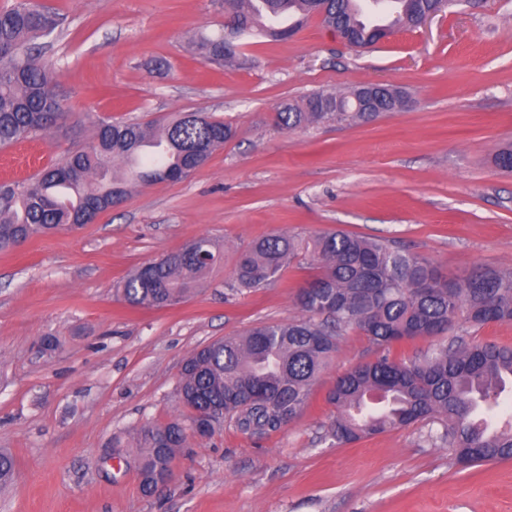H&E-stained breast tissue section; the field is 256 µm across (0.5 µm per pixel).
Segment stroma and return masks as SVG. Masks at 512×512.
Returning <instances> with one entry per match:
<instances>
[{
  "instance_id": "35a3bbf8",
  "label": "stroma",
  "mask_w": 512,
  "mask_h": 512,
  "mask_svg": "<svg viewBox=\"0 0 512 512\" xmlns=\"http://www.w3.org/2000/svg\"><path fill=\"white\" fill-rule=\"evenodd\" d=\"M64 15L40 58L68 117L0 150L24 180L91 142L101 118L164 123L205 112L234 130L186 179L135 187L116 209L0 251V448L17 461L0 512H512V460L456 462L440 421L339 445L336 378L381 353L343 335L303 412L280 431L189 437L169 482L140 490L137 427L183 417V361L260 322L300 318L310 272L294 259L242 291L232 272L257 238L342 229L410 249L440 272L512 269V0L462 4L365 50L312 17L285 40L241 39L240 66L194 42L224 26V0H41ZM370 82L410 103L367 120L286 130L278 105ZM221 258L162 308L118 300L137 267L199 237ZM57 339L47 353L44 337Z\"/></svg>"
}]
</instances>
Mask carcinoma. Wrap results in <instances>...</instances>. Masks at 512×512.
Returning <instances> with one entry per match:
<instances>
[{"label": "carcinoma", "instance_id": "1", "mask_svg": "<svg viewBox=\"0 0 512 512\" xmlns=\"http://www.w3.org/2000/svg\"><path fill=\"white\" fill-rule=\"evenodd\" d=\"M233 11L236 36L255 30L273 39L296 32L311 15L374 45L389 33L418 24L436 0H224ZM61 24L59 14L17 0L0 11V147L47 131L67 117L46 68L32 54L36 41ZM224 34L202 36L197 46L212 63H228ZM345 103L347 111L316 112L317 100ZM348 96L317 92L303 103H283L276 120L285 129L323 121L362 118ZM233 131L205 112H185L156 127L151 122L102 119L91 143L30 180L0 184V250L34 235L80 226L101 211V202L124 200L132 187L179 181L202 167ZM295 239L264 236L243 253L233 271L240 288L278 279L296 254ZM303 250L314 274L300 288L303 317L264 323L240 336L215 341L186 358L177 396L182 420L148 423L135 436L141 449L142 491L151 495L200 411L214 406V425L249 436L279 431L307 406L312 388L336 353L341 336L362 332L380 348L419 337L447 335L458 320L469 327L512 322V271L477 267L446 276L408 249L336 230L317 234ZM221 253L200 237L175 255L148 262L117 289L127 304L161 307L178 301L203 278ZM512 387V347L467 343L460 336L423 357L395 360L383 354L355 366L328 392L339 415L330 426L338 444L426 419H439L457 460L478 464L512 459V418L496 426L486 418ZM387 400L378 412L367 396ZM16 474L14 455L0 449V486Z\"/></svg>", "mask_w": 512, "mask_h": 512}]
</instances>
